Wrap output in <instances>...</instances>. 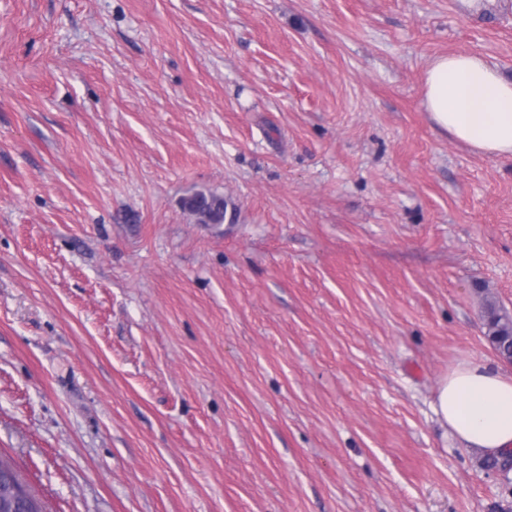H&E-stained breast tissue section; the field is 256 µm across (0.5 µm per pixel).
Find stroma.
<instances>
[{"mask_svg":"<svg viewBox=\"0 0 512 512\" xmlns=\"http://www.w3.org/2000/svg\"><path fill=\"white\" fill-rule=\"evenodd\" d=\"M503 0H0V455L44 512H512L441 426L512 316ZM222 193L234 222L181 200ZM433 123L472 151L512 157V81L478 52L437 58L425 73ZM488 337L499 356L512 363V319L495 304L485 308Z\"/></svg>","mask_w":512,"mask_h":512,"instance_id":"1","label":"stroma"}]
</instances>
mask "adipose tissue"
I'll list each match as a JSON object with an SVG mask.
<instances>
[{
    "label": "adipose tissue",
    "instance_id": "obj_1",
    "mask_svg": "<svg viewBox=\"0 0 512 512\" xmlns=\"http://www.w3.org/2000/svg\"><path fill=\"white\" fill-rule=\"evenodd\" d=\"M433 123L472 151L512 157V81L478 52L437 58L425 73ZM434 412L465 447L495 455L512 448V374L481 360L441 379Z\"/></svg>",
    "mask_w": 512,
    "mask_h": 512
}]
</instances>
